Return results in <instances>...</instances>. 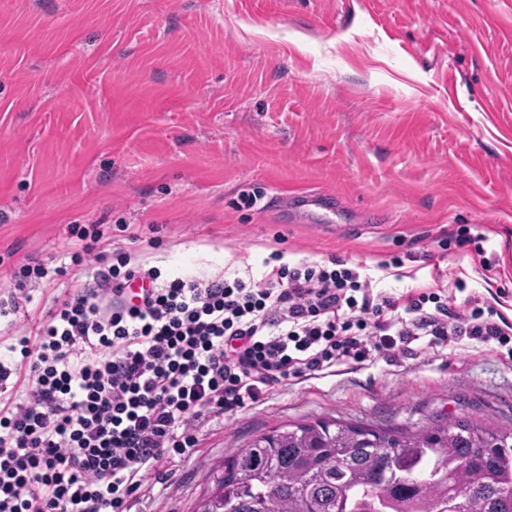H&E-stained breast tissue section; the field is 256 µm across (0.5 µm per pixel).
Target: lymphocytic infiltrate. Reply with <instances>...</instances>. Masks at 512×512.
<instances>
[{"label":"lymphocytic infiltrate","instance_id":"lymphocytic-infiltrate-1","mask_svg":"<svg viewBox=\"0 0 512 512\" xmlns=\"http://www.w3.org/2000/svg\"><path fill=\"white\" fill-rule=\"evenodd\" d=\"M495 314L475 307L452 325L437 293L381 296L346 267L164 281L121 259L19 337V359L0 361V512H126L163 457L192 453L208 418L422 336L512 344Z\"/></svg>","mask_w":512,"mask_h":512}]
</instances>
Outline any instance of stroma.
Returning <instances> with one entry per match:
<instances>
[{
  "label": "stroma",
  "instance_id": "35a3bbf8",
  "mask_svg": "<svg viewBox=\"0 0 512 512\" xmlns=\"http://www.w3.org/2000/svg\"><path fill=\"white\" fill-rule=\"evenodd\" d=\"M102 221L107 266L338 261L512 323V0H0V297L22 265L71 266L69 226ZM97 267L30 284L0 355ZM412 348L210 417L129 512H194L234 447L284 423H512L497 342Z\"/></svg>",
  "mask_w": 512,
  "mask_h": 512
}]
</instances>
